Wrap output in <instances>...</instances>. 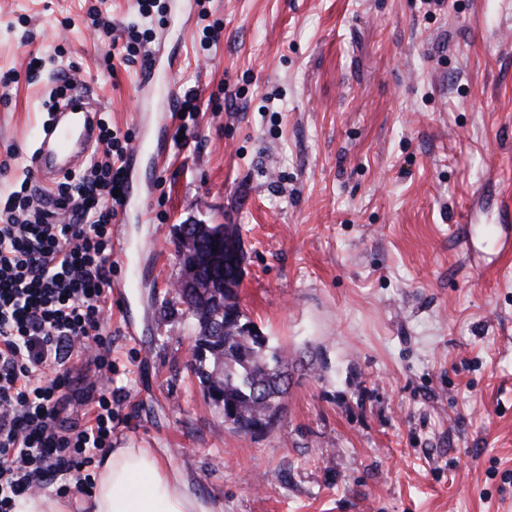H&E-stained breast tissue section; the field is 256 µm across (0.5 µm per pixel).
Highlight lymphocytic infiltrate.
Here are the masks:
<instances>
[{"label": "lymphocytic infiltrate", "mask_w": 512, "mask_h": 512, "mask_svg": "<svg viewBox=\"0 0 512 512\" xmlns=\"http://www.w3.org/2000/svg\"><path fill=\"white\" fill-rule=\"evenodd\" d=\"M123 60L135 59L162 0H136ZM102 155L41 194L26 172L0 200V512L21 498L77 483L112 446V392L89 401L82 421L63 424L61 394L78 364L112 375V343L101 327L112 305V222L127 188V144L99 125Z\"/></svg>", "instance_id": "1"}]
</instances>
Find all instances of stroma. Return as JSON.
<instances>
[{
	"label": "stroma",
	"instance_id": "stroma-1",
	"mask_svg": "<svg viewBox=\"0 0 512 512\" xmlns=\"http://www.w3.org/2000/svg\"><path fill=\"white\" fill-rule=\"evenodd\" d=\"M93 4L137 19L135 0H0V71L22 74L0 88V196L68 79L157 145L112 226L113 447L154 449L219 512H512V0H165V95L142 62L103 74ZM180 224L239 229L241 308L291 358L268 434L204 397ZM200 104L199 98L196 94L191 92H186L183 96L179 97V105L177 112L179 113V118L182 121V124L179 127V136L176 139V143L179 146H186V138L184 134H180V130H186L188 127V120L193 121L197 112H199ZM178 140H181V143H178Z\"/></svg>",
	"mask_w": 512,
	"mask_h": 512
}]
</instances>
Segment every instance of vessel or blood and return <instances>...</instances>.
Here are the masks:
<instances>
[{
	"instance_id": "b4317fda",
	"label": "vessel or blood",
	"mask_w": 512,
	"mask_h": 512,
	"mask_svg": "<svg viewBox=\"0 0 512 512\" xmlns=\"http://www.w3.org/2000/svg\"><path fill=\"white\" fill-rule=\"evenodd\" d=\"M68 110H80L81 124L75 125L52 117L39 132V146L31 163L39 182H49L54 175L79 168L91 159L98 141V109L89 96H70Z\"/></svg>"
}]
</instances>
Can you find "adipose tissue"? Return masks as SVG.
<instances>
[{"label":"adipose tissue","instance_id":"obj_1","mask_svg":"<svg viewBox=\"0 0 512 512\" xmlns=\"http://www.w3.org/2000/svg\"><path fill=\"white\" fill-rule=\"evenodd\" d=\"M85 512H213L181 472L148 448H114L96 471Z\"/></svg>","mask_w":512,"mask_h":512}]
</instances>
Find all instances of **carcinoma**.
Segmentation results:
<instances>
[{"label": "carcinoma", "instance_id": "carcinoma-1", "mask_svg": "<svg viewBox=\"0 0 512 512\" xmlns=\"http://www.w3.org/2000/svg\"><path fill=\"white\" fill-rule=\"evenodd\" d=\"M201 245L185 262L196 277L213 287L224 286V303L200 295L179 293L185 314L197 334L193 346L196 374L211 404L224 415V423L244 436H257V427L279 416L288 389L285 372L288 351L274 346L243 313L238 288L241 276L224 269L225 245L240 240L233 224L194 228Z\"/></svg>", "mask_w": 512, "mask_h": 512}]
</instances>
